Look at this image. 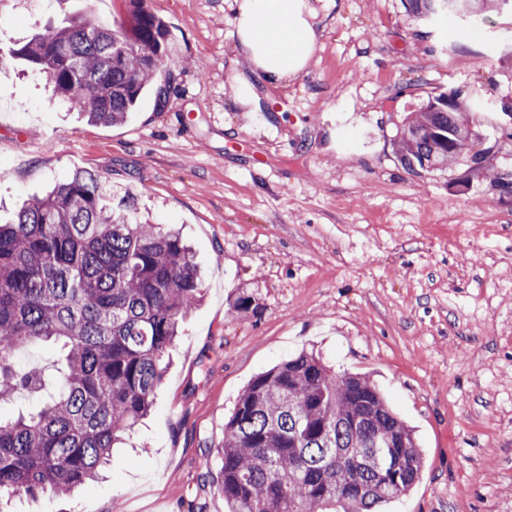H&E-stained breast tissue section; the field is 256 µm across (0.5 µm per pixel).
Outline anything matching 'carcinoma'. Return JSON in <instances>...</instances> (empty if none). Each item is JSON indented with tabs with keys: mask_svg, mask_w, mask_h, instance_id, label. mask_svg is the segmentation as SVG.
I'll list each match as a JSON object with an SVG mask.
<instances>
[{
	"mask_svg": "<svg viewBox=\"0 0 512 512\" xmlns=\"http://www.w3.org/2000/svg\"><path fill=\"white\" fill-rule=\"evenodd\" d=\"M129 23L82 17L12 55L45 74L53 95L88 121L119 124L150 93L157 104L182 60L168 25L134 0ZM428 17H478L484 0H410ZM165 69L164 82L156 81ZM454 92L405 119L407 169L480 163L468 140L482 112ZM202 300L189 247L144 224L135 198L77 171L0 224V406L46 394L27 416L0 413V500L68 494L95 482L150 412L183 319ZM60 346L54 380L18 367V349ZM228 512H374L419 478L412 429L365 377L339 375L314 353L259 374L239 395L217 449Z\"/></svg>",
	"mask_w": 512,
	"mask_h": 512,
	"instance_id": "carcinoma-1",
	"label": "carcinoma"
}]
</instances>
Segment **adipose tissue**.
Here are the masks:
<instances>
[{"mask_svg":"<svg viewBox=\"0 0 512 512\" xmlns=\"http://www.w3.org/2000/svg\"><path fill=\"white\" fill-rule=\"evenodd\" d=\"M315 13L306 0H240L238 48L266 81L278 84L309 64L316 44Z\"/></svg>","mask_w":512,"mask_h":512,"instance_id":"obj_1","label":"adipose tissue"}]
</instances>
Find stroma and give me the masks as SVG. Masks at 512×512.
<instances>
[{
	"mask_svg": "<svg viewBox=\"0 0 512 512\" xmlns=\"http://www.w3.org/2000/svg\"><path fill=\"white\" fill-rule=\"evenodd\" d=\"M316 50L264 82L239 55L235 0H146L186 66L163 105L78 120L11 51L47 27L132 18V0H0V222L75 171L177 225L203 302L149 416L104 480L14 512H226L212 478L248 382L303 351L368 376L411 426L419 480L381 512H512V12L436 22L405 0H308ZM251 84L242 103L231 83ZM451 90L481 102L482 168L413 172L394 141ZM251 306L236 311L238 297Z\"/></svg>",
	"mask_w": 512,
	"mask_h": 512,
	"instance_id": "1",
	"label": "stroma"
}]
</instances>
